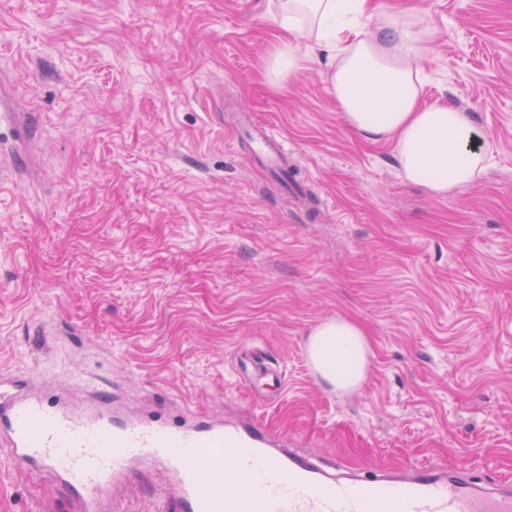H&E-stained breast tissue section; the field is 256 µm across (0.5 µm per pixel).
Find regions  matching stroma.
Segmentation results:
<instances>
[{
  "instance_id": "35a3bbf8",
  "label": "stroma",
  "mask_w": 512,
  "mask_h": 512,
  "mask_svg": "<svg viewBox=\"0 0 512 512\" xmlns=\"http://www.w3.org/2000/svg\"><path fill=\"white\" fill-rule=\"evenodd\" d=\"M430 30L423 99L459 107L490 165L443 198L390 142L342 120L326 49L271 85L268 0H0V75L33 124L0 179V370L115 388L119 404L254 421L367 474L468 462L512 478V0H372ZM282 140L285 192L236 143ZM355 320L373 355L339 391L312 370L319 323ZM256 348L286 387L248 390ZM141 470L120 512H153ZM0 512H77L0 450Z\"/></svg>"
}]
</instances>
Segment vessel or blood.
I'll list each match as a JSON object with an SVG mask.
<instances>
[{
    "instance_id": "obj_1",
    "label": "vessel or blood",
    "mask_w": 512,
    "mask_h": 512,
    "mask_svg": "<svg viewBox=\"0 0 512 512\" xmlns=\"http://www.w3.org/2000/svg\"><path fill=\"white\" fill-rule=\"evenodd\" d=\"M245 133L255 159L286 176L277 139L261 128L233 131ZM0 448L75 495L81 512H107L113 491L146 465L163 473L159 496L177 512H512L508 478L429 463L402 474L333 473L252 424L130 415L113 410L109 389L74 397L1 371Z\"/></svg>"
}]
</instances>
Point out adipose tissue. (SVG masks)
<instances>
[{
  "label": "adipose tissue",
  "instance_id": "adipose-tissue-1",
  "mask_svg": "<svg viewBox=\"0 0 512 512\" xmlns=\"http://www.w3.org/2000/svg\"><path fill=\"white\" fill-rule=\"evenodd\" d=\"M369 9L370 0H278L274 17L282 34L269 60L270 82L301 69V45H328L330 84L343 120L369 140L393 142L403 177L432 196L468 187L484 176L488 156L470 113L422 102L419 33L395 22L381 37L358 31L341 38L337 16ZM307 349L314 370L344 390L364 379L372 354L363 328L344 317L315 326Z\"/></svg>",
  "mask_w": 512,
  "mask_h": 512
}]
</instances>
